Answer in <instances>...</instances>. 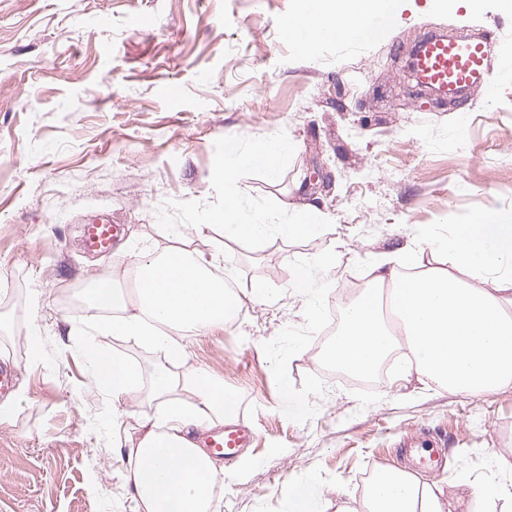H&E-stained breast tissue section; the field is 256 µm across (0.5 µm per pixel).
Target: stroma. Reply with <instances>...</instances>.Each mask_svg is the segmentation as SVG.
Instances as JSON below:
<instances>
[{
  "instance_id": "35a3bbf8",
  "label": "stroma",
  "mask_w": 512,
  "mask_h": 512,
  "mask_svg": "<svg viewBox=\"0 0 512 512\" xmlns=\"http://www.w3.org/2000/svg\"><path fill=\"white\" fill-rule=\"evenodd\" d=\"M299 0H0V365L20 395L0 424V512H136L127 446L152 414L151 373L203 367L223 379L254 426L216 484L220 512H288L298 481L330 506L360 512L373 472L413 469L399 442L447 440L441 471L420 470L446 512L456 485L512 477V388L452 394L392 368L348 381L323 358L331 317L371 287L370 264L406 240L447 233L489 212L512 214V0L467 12L457 0H399L372 41H325L305 58L285 26ZM441 28L492 44L494 93L462 103L414 95V43ZM292 141L277 177L237 174L244 210L313 203L325 229L285 241H229L209 226L224 206V150L272 136ZM121 228L112 251L87 252L84 224ZM191 225L186 237L169 229ZM222 250L247 302L236 326L184 340L185 353L105 330L84 313L91 274L132 268L170 246ZM334 255L317 316L290 285L305 258ZM42 291L40 305L29 301ZM38 321L41 335L26 329ZM41 361H32V346ZM139 365V395L112 402L87 351ZM292 392L305 404L289 412ZM126 429L112 435V418Z\"/></svg>"
}]
</instances>
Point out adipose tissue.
I'll return each mask as SVG.
<instances>
[{
	"label": "adipose tissue",
	"instance_id": "adipose-tissue-1",
	"mask_svg": "<svg viewBox=\"0 0 512 512\" xmlns=\"http://www.w3.org/2000/svg\"><path fill=\"white\" fill-rule=\"evenodd\" d=\"M397 0H300L294 17L300 52L315 57L322 41L340 27L364 28L366 16L391 20ZM290 142L273 138L244 151L225 147L224 207L213 215L225 238L258 240L308 238L321 226L311 204L279 219L267 210L242 213L239 201L246 189L235 179L238 166L263 160L276 175ZM221 252L194 255L170 247L142 257L135 266V313L114 284L126 273L112 269L91 275L85 290L89 303L113 310L106 327L139 339L143 344L183 355L185 336H202L222 327L228 313L242 310L241 296L229 293L217 269ZM329 259L315 257L296 268L291 282L317 313L322 278L331 272ZM375 287L347 310L342 327L326 349V361L352 373H366L403 335L412 356L409 369L451 393L481 396L512 387V216L486 213L471 223L453 226L447 235L428 243L412 240L372 266ZM467 272L471 283L459 279ZM94 371L110 387L114 402L133 399L143 372L120 359L96 363ZM153 395L162 400L160 413L145 420L140 439L130 443L123 477L134 489L141 512H219L212 489L224 472L198 445L187 440L189 428L201 422L223 424L235 411L236 399L223 380L195 368L172 376L166 368L153 371ZM194 394L190 408L171 401L172 390ZM412 472L381 468L374 472L365 512H444L435 494H422Z\"/></svg>",
	"mask_w": 512,
	"mask_h": 512
}]
</instances>
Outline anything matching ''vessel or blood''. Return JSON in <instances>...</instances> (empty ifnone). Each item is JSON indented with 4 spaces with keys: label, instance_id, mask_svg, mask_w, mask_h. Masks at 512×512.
I'll return each mask as SVG.
<instances>
[{
    "label": "vessel or blood",
    "instance_id": "b4317fda",
    "mask_svg": "<svg viewBox=\"0 0 512 512\" xmlns=\"http://www.w3.org/2000/svg\"><path fill=\"white\" fill-rule=\"evenodd\" d=\"M490 52L491 44L483 37H431L419 45L412 66L421 84L454 93L485 81ZM115 233V225L89 224L85 227V241L92 252L106 254L112 249ZM196 439L211 458L229 466L250 447L254 433L251 425L240 419L202 431Z\"/></svg>",
    "mask_w": 512,
    "mask_h": 512
}]
</instances>
